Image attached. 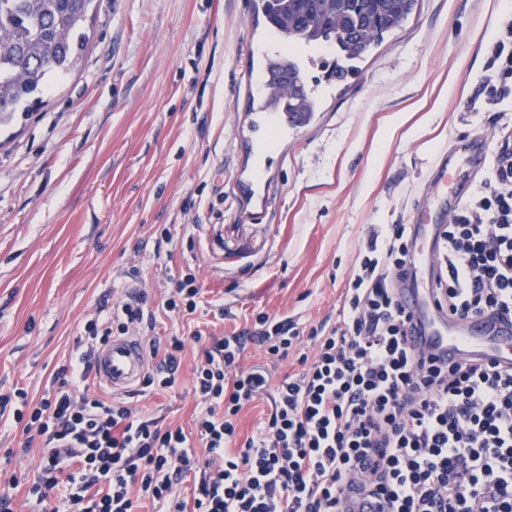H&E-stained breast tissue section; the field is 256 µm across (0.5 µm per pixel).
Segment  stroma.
<instances>
[{
	"label": "stroma",
	"instance_id": "stroma-1",
	"mask_svg": "<svg viewBox=\"0 0 512 512\" xmlns=\"http://www.w3.org/2000/svg\"><path fill=\"white\" fill-rule=\"evenodd\" d=\"M499 2L418 0L337 84L322 83L321 55L298 56L316 110L269 136L261 68L281 45L253 0H95L78 67L0 123V393L41 397L86 320L133 289L157 336L186 334L163 302L190 272L213 304L200 325L218 335L261 311L335 316L369 228L410 223L440 153L494 135L495 114L466 104ZM415 110L428 130L382 143L383 119ZM199 355L187 346L179 386L135 405L191 429ZM23 440L0 424V498L38 512L41 451L20 454Z\"/></svg>",
	"mask_w": 512,
	"mask_h": 512
}]
</instances>
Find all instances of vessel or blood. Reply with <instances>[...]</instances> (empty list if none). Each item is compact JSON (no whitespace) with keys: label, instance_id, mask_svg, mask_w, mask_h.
<instances>
[{"label":"vessel or blood","instance_id":"vessel-or-blood-1","mask_svg":"<svg viewBox=\"0 0 512 512\" xmlns=\"http://www.w3.org/2000/svg\"><path fill=\"white\" fill-rule=\"evenodd\" d=\"M452 176L447 163L434 170L415 210L413 249L421 274L403 293V304L413 315V343H424L434 352L455 357H475L502 364L512 363V325L489 319L467 318L439 309L434 281L426 276L434 254L442 246L443 224L460 201L448 193ZM148 367L140 336H110L96 349L94 376L112 392L123 394L141 383Z\"/></svg>","mask_w":512,"mask_h":512}]
</instances>
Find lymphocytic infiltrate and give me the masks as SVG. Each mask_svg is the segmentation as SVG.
Instances as JSON below:
<instances>
[{"label":"lymphocytic infiltrate","mask_w":512,"mask_h":512,"mask_svg":"<svg viewBox=\"0 0 512 512\" xmlns=\"http://www.w3.org/2000/svg\"><path fill=\"white\" fill-rule=\"evenodd\" d=\"M512 13L484 52L466 109L497 116L488 175L450 214L433 271L441 306L460 317L512 323ZM411 229H371L340 295L334 323L303 329L257 313L217 336L149 338L151 394L177 382L186 341L193 370L191 430L160 426L127 398L91 388L92 358L112 333L152 331L144 293L84 325L76 353L39 400L0 394V421L41 445L35 504L59 494L64 512H344L348 493L385 500L389 512H512V367L451 360L408 340L401 289L411 283ZM205 305L195 274L176 281L170 317ZM265 363L242 366L247 343ZM295 368L274 379L272 364ZM266 402L258 431L239 439L243 409ZM192 480L191 497L179 491Z\"/></svg>","instance_id":"obj_1"}]
</instances>
